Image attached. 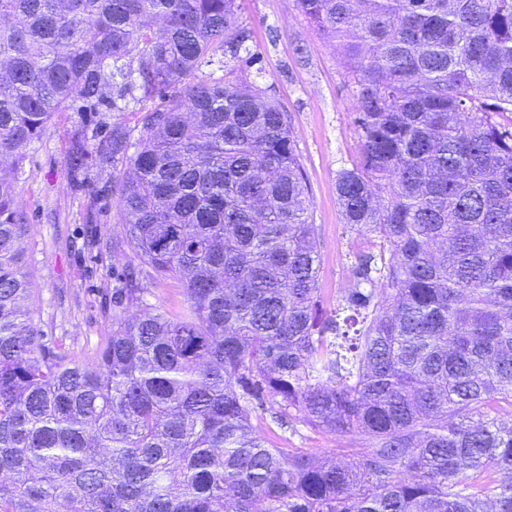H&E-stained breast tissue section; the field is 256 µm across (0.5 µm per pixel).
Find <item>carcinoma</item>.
<instances>
[{"mask_svg":"<svg viewBox=\"0 0 512 512\" xmlns=\"http://www.w3.org/2000/svg\"><path fill=\"white\" fill-rule=\"evenodd\" d=\"M340 50L361 149L336 314L288 114L245 80L236 0H0V512H512V0H297ZM86 120L70 182L129 164L112 334L73 360L29 318L24 150ZM140 112L139 130L107 118ZM130 307L139 308L133 316ZM363 438L352 466L252 433ZM140 286L148 288L151 293L148 299L151 303L162 305L169 309L173 314H177L184 305L183 285L174 280L158 281L151 278L146 271L142 270L139 275Z\"/></svg>","mask_w":512,"mask_h":512,"instance_id":"cac0c4a2","label":"carcinoma"}]
</instances>
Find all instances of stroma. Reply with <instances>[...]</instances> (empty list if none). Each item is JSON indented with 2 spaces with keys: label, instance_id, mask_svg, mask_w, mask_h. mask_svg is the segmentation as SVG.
Masks as SVG:
<instances>
[{
  "label": "stroma",
  "instance_id": "obj_1",
  "mask_svg": "<svg viewBox=\"0 0 512 512\" xmlns=\"http://www.w3.org/2000/svg\"><path fill=\"white\" fill-rule=\"evenodd\" d=\"M238 15L251 31L252 52L260 61L250 78L272 87L291 119L293 137L311 186L310 211L318 229L319 286L326 309H335L352 283L351 262L369 246L344 222L336 194V174L360 150L353 122L355 100L332 43L299 11L296 0H237ZM306 54H297V46ZM82 117L55 114L39 139L24 152L25 175L16 203L27 217L23 242L30 257L31 317L48 335L61 337L82 362H91L112 332V270L133 263L131 254L108 249L123 227L116 203L125 164L95 175L72 190L66 156ZM96 232L104 248L85 244ZM260 436L293 453L328 455L353 463L360 437L299 427L270 436L254 420Z\"/></svg>",
  "mask_w": 512,
  "mask_h": 512
}]
</instances>
